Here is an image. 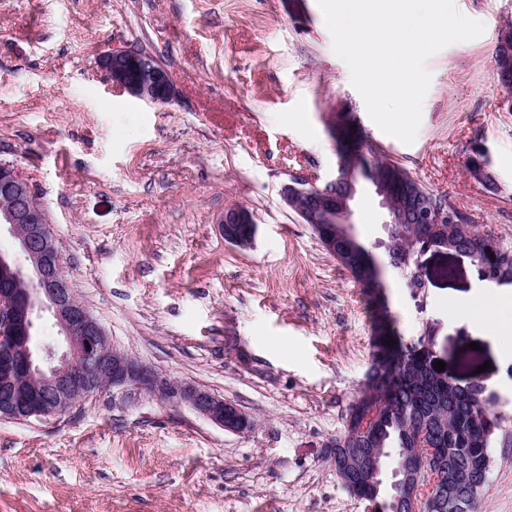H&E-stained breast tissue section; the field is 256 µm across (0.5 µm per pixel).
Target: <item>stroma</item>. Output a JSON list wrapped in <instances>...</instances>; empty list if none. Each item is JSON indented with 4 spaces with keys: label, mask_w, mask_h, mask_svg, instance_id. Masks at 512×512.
<instances>
[{
    "label": "stroma",
    "mask_w": 512,
    "mask_h": 512,
    "mask_svg": "<svg viewBox=\"0 0 512 512\" xmlns=\"http://www.w3.org/2000/svg\"><path fill=\"white\" fill-rule=\"evenodd\" d=\"M478 39L447 46L416 140L371 120L317 0H0V162L48 212L71 287L114 346L238 404L230 433L184 406L91 398L62 416L0 418V512H366L331 444L371 358V314L349 272L282 202L290 173L336 169L332 113L512 250V111L495 63L512 0H455ZM146 50L174 83L149 104L111 87L100 60ZM485 175L471 170L474 150ZM246 208L251 246L224 240ZM365 245L384 210L361 180ZM424 285L387 273L404 338L431 330L459 384L481 374L512 414V323L451 312L499 290L469 259L418 258ZM478 512H512V448H496ZM233 224H247L252 231L253 237L255 236V224L252 219L251 213L244 208H231L224 213V222L222 224V231L224 233V240L230 244L239 246V240L235 234Z\"/></svg>",
    "instance_id": "stroma-1"
}]
</instances>
